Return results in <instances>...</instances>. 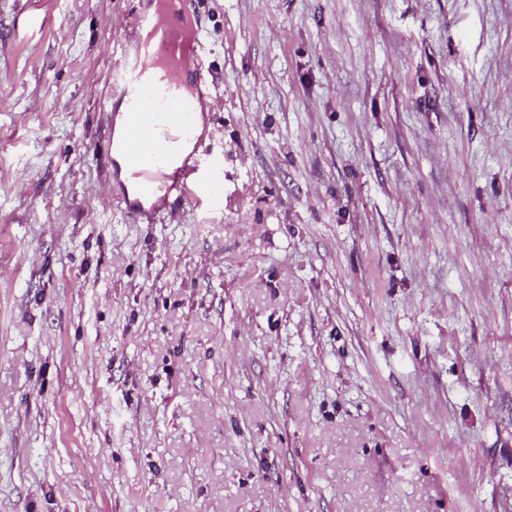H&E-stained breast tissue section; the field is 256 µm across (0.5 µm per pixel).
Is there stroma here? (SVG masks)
Wrapping results in <instances>:
<instances>
[{
	"label": "stroma",
	"mask_w": 512,
	"mask_h": 512,
	"mask_svg": "<svg viewBox=\"0 0 512 512\" xmlns=\"http://www.w3.org/2000/svg\"><path fill=\"white\" fill-rule=\"evenodd\" d=\"M141 0H0V512H512V0H187L222 200L134 221Z\"/></svg>",
	"instance_id": "1"
}]
</instances>
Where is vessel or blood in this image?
Instances as JSON below:
<instances>
[{
  "mask_svg": "<svg viewBox=\"0 0 512 512\" xmlns=\"http://www.w3.org/2000/svg\"><path fill=\"white\" fill-rule=\"evenodd\" d=\"M176 2L177 9L171 11L166 0H144L134 28L147 31L148 38L134 45L112 75L114 93L132 133L124 149L135 170V193L120 197L132 214L163 192L175 191L198 203L220 199L215 177L220 162H211L212 174L207 177L199 159L189 155L177 162L158 146L164 136L190 141L196 137L194 103L182 74L198 62L201 41L198 31L184 20L185 0Z\"/></svg>",
  "mask_w": 512,
  "mask_h": 512,
  "instance_id": "1",
  "label": "vessel or blood"
}]
</instances>
